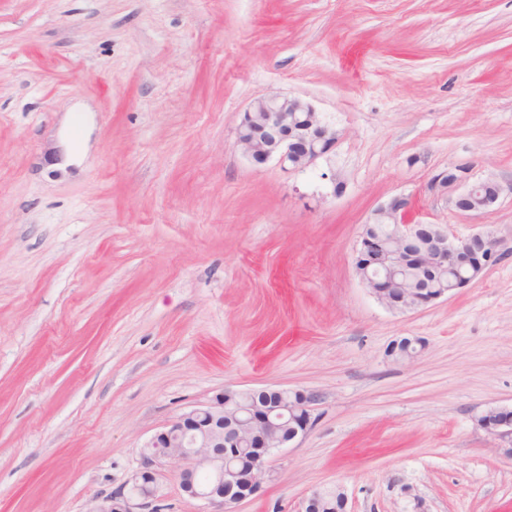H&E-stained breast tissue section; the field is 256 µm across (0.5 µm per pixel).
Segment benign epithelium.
Here are the masks:
<instances>
[{
    "instance_id": "benign-epithelium-1",
    "label": "benign epithelium",
    "mask_w": 512,
    "mask_h": 512,
    "mask_svg": "<svg viewBox=\"0 0 512 512\" xmlns=\"http://www.w3.org/2000/svg\"><path fill=\"white\" fill-rule=\"evenodd\" d=\"M236 144L256 166L274 160L287 171L313 166L334 146L336 131L305 99L273 94L254 100L235 128ZM430 189L450 194L459 211H486L502 187L493 180L469 183V166L453 164L436 175ZM410 200L397 195L377 207L363 225L354 266L360 280L386 308L407 312L467 287L498 258V241L477 233L455 241L437 224L408 222ZM376 224H390L387 242L377 240ZM412 264L425 272L426 291L404 287L402 273ZM318 396L306 390L226 389L210 403L179 415L140 448L141 465L118 492L92 501L88 512H158L156 475L179 466L182 493L206 506L235 512L272 477L270 459L303 439L312 427ZM478 425L499 441L512 459V408L498 407L478 417ZM343 491L312 493L302 512H346Z\"/></svg>"
}]
</instances>
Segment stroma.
<instances>
[{
    "label": "stroma",
    "mask_w": 512,
    "mask_h": 512,
    "mask_svg": "<svg viewBox=\"0 0 512 512\" xmlns=\"http://www.w3.org/2000/svg\"><path fill=\"white\" fill-rule=\"evenodd\" d=\"M276 93L335 128L316 165L237 148ZM457 163L488 211L429 190ZM396 195L500 260L388 310L353 258ZM265 387L319 401L239 512H512L477 424L512 406V0H0V512H87L180 414ZM346 504L342 489L331 495L314 492L305 500L301 512H346Z\"/></svg>",
    "instance_id": "35a3bbf8"
}]
</instances>
